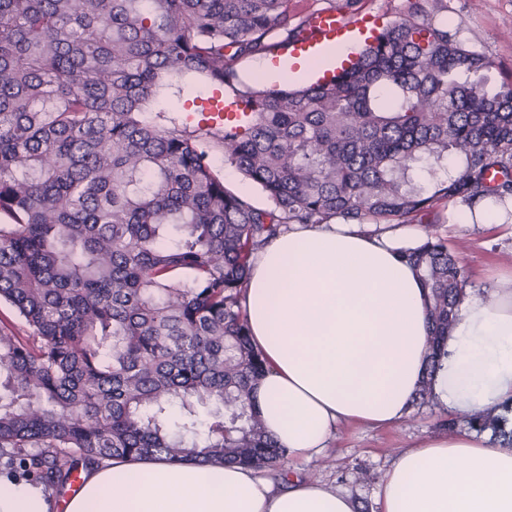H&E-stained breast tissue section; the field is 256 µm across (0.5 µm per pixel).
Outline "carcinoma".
<instances>
[{"label": "carcinoma", "instance_id": "cac0c4a2", "mask_svg": "<svg viewBox=\"0 0 512 512\" xmlns=\"http://www.w3.org/2000/svg\"><path fill=\"white\" fill-rule=\"evenodd\" d=\"M304 23L288 0H0V303L24 324L0 331L8 473L48 494L119 456L284 478L253 402V254L288 224H410L448 201L512 199V82L490 87L488 58L416 4L331 83L243 81L242 58ZM186 75L250 116L141 119ZM205 145L271 206L229 189ZM425 228L404 257L429 290L435 370L469 280Z\"/></svg>", "mask_w": 512, "mask_h": 512}]
</instances>
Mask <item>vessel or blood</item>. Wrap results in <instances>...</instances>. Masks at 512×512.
Masks as SVG:
<instances>
[{
	"mask_svg": "<svg viewBox=\"0 0 512 512\" xmlns=\"http://www.w3.org/2000/svg\"><path fill=\"white\" fill-rule=\"evenodd\" d=\"M379 31L374 21L367 16L352 20L341 11H321L311 15L303 32L288 46V55L293 59H304L314 55L322 45L339 43L344 53L334 63L330 71L339 75L357 57L361 43L373 42ZM242 118L236 105L214 95L208 102L206 111L190 112L185 116L188 124L212 126L218 123H235Z\"/></svg>",
	"mask_w": 512,
	"mask_h": 512,
	"instance_id": "vessel-or-blood-1",
	"label": "vessel or blood"
}]
</instances>
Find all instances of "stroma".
<instances>
[{
    "mask_svg": "<svg viewBox=\"0 0 512 512\" xmlns=\"http://www.w3.org/2000/svg\"><path fill=\"white\" fill-rule=\"evenodd\" d=\"M411 3L412 0H288V10L307 15L332 6L376 16L385 27L406 14ZM447 5L445 11L432 12L433 22L447 27L449 34L467 49L492 61L489 75L493 84L512 80V0H447ZM450 213V208L440 207L424 216L423 221L447 240L449 251L463 263L472 285L512 271V224H453ZM444 418V413L423 406L412 408L399 424L387 428L343 424L322 454L304 460L285 458L282 469L325 482L354 499L359 512H374L378 485L358 481V472L382 475L401 450L446 434Z\"/></svg>",
    "mask_w": 512,
    "mask_h": 512,
    "instance_id": "1",
    "label": "stroma"
}]
</instances>
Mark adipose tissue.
I'll return each mask as SVG.
<instances>
[{
  "instance_id": "adipose-tissue-1",
  "label": "adipose tissue",
  "mask_w": 512,
  "mask_h": 512,
  "mask_svg": "<svg viewBox=\"0 0 512 512\" xmlns=\"http://www.w3.org/2000/svg\"><path fill=\"white\" fill-rule=\"evenodd\" d=\"M420 225L377 231L333 219L292 224L255 255L243 306L266 361L256 393L266 430L307 459L337 426L398 424L424 378L448 414L512 403V275L467 289L447 355L428 373L426 295L402 250ZM41 488L0 477V512H51ZM347 494L294 477L278 489L238 465L115 457L86 475L65 512H356ZM375 512H512V443L455 431L401 451Z\"/></svg>"
}]
</instances>
